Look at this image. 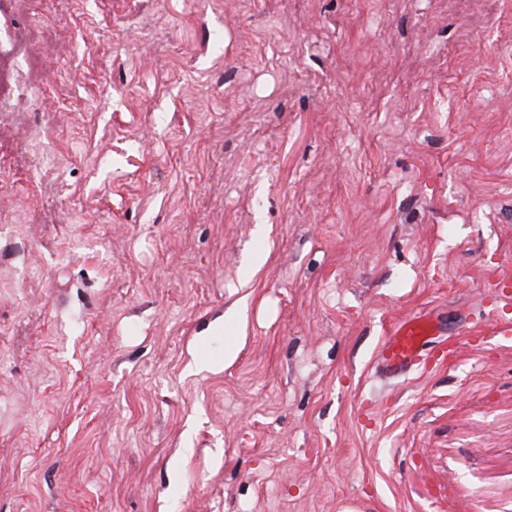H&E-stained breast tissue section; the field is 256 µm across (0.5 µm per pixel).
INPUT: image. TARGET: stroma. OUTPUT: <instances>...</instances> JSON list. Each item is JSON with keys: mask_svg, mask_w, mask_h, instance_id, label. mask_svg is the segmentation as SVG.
Instances as JSON below:
<instances>
[{"mask_svg": "<svg viewBox=\"0 0 512 512\" xmlns=\"http://www.w3.org/2000/svg\"><path fill=\"white\" fill-rule=\"evenodd\" d=\"M0 67V512H512V11L0 0ZM428 314L410 316L391 330L376 357V371L398 378L415 371L433 350L441 345L435 340Z\"/></svg>", "mask_w": 512, "mask_h": 512, "instance_id": "obj_1", "label": "stroma"}]
</instances>
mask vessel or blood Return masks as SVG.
Here are the masks:
<instances>
[{
    "label": "vessel or blood",
    "instance_id": "1",
    "mask_svg": "<svg viewBox=\"0 0 512 512\" xmlns=\"http://www.w3.org/2000/svg\"><path fill=\"white\" fill-rule=\"evenodd\" d=\"M439 341L428 315L418 314L398 322L376 357V369L385 376L398 378L415 371Z\"/></svg>",
    "mask_w": 512,
    "mask_h": 512
}]
</instances>
